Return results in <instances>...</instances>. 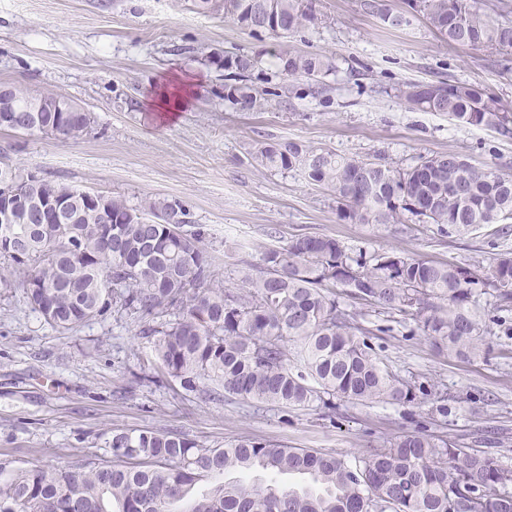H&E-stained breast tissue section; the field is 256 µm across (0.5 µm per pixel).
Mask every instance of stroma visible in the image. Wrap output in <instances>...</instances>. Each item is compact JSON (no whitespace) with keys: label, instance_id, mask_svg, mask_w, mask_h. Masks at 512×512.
Wrapping results in <instances>:
<instances>
[{"label":"stroma","instance_id":"1","mask_svg":"<svg viewBox=\"0 0 512 512\" xmlns=\"http://www.w3.org/2000/svg\"><path fill=\"white\" fill-rule=\"evenodd\" d=\"M318 22L288 38L254 36L223 12L191 0H0V85L53 93L89 112L79 140L0 130V162L75 188L182 201L206 241L217 277L231 281L236 261L268 246L330 236L348 248L396 251L464 266H489L512 253V224L482 225L443 237L430 224H353L336 197L300 170L254 168L258 143L293 141L341 156L381 155L400 168L436 152L512 172V137L407 105L406 81L466 82L512 109V58L448 45L421 19L390 28L356 0H317ZM317 51L336 57L326 92L285 76L279 56ZM245 53L261 65L251 83L286 85L288 96L261 112L224 99V56ZM182 74L196 83L188 107L162 118L149 102ZM495 313L490 350L463 361L413 336L395 313L367 310L378 354L406 378L438 385L445 400L412 405L337 402L281 412L234 399H184L163 380L144 379L148 339L129 316L107 314L62 334L0 287V460L17 466L105 459L115 428L173 430L209 447L241 437L308 448L358 463L371 449L426 426L460 447L495 455L512 471V307Z\"/></svg>","mask_w":512,"mask_h":512}]
</instances>
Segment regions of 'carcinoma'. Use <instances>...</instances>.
I'll return each mask as SVG.
<instances>
[{"label":"carcinoma","mask_w":512,"mask_h":512,"mask_svg":"<svg viewBox=\"0 0 512 512\" xmlns=\"http://www.w3.org/2000/svg\"><path fill=\"white\" fill-rule=\"evenodd\" d=\"M444 41L473 51L512 55V5L484 14L477 0H406ZM360 10L390 27L385 0H359ZM224 18L253 35H295L317 20L315 0H222ZM278 18V26L271 25ZM288 77L318 82L337 71L336 58L317 52L279 57ZM258 57L224 55V99L242 112H261L279 88L245 84ZM397 93L410 107L448 115L512 135V113L472 85L406 82ZM13 104L29 135L79 139L91 118L67 112H26L27 91ZM251 164L300 167L336 196L337 214L354 224H433L460 236L484 224L512 221V174L475 166L454 153H433L408 169L380 157H344L295 142H261ZM20 194L66 197L69 224L0 223V285L22 290L31 309L60 333L112 311L138 320L152 343V377L185 396L229 397L280 411L336 401L411 404L435 385L405 378L385 364L342 306L335 287L369 307L396 312L441 352L471 360L490 348L485 294L512 303V256L487 268L432 262L398 253L349 252L330 236H305L264 248L242 261L235 283L219 281L206 249L207 231L192 230L179 200L154 197L131 205L105 196L112 223L87 207L81 190L45 178ZM166 217L147 224L142 217ZM293 351H288V343ZM112 460L62 467H16L0 461V512H512L504 491L512 474L496 457L467 451L425 430L405 432L362 463L306 448L249 438L209 448L183 434L112 431ZM298 477L288 487L259 482L255 472ZM212 487L196 492L199 484Z\"/></svg>","instance_id":"cac0c4a2"}]
</instances>
